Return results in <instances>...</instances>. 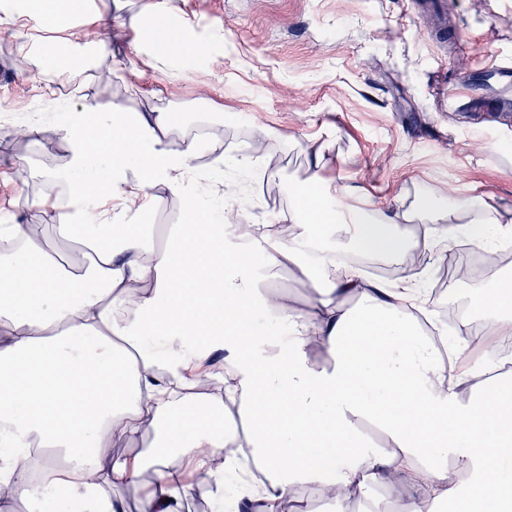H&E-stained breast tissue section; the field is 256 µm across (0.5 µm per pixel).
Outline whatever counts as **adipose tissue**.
Returning a JSON list of instances; mask_svg holds the SVG:
<instances>
[{
  "label": "adipose tissue",
  "mask_w": 512,
  "mask_h": 512,
  "mask_svg": "<svg viewBox=\"0 0 512 512\" xmlns=\"http://www.w3.org/2000/svg\"><path fill=\"white\" fill-rule=\"evenodd\" d=\"M86 9V0H19L5 20L35 16L67 31ZM173 127L166 112L130 118L109 101L75 106L63 125L68 163L46 173L68 188L53 237L36 244L21 225L0 227L19 242L0 251V424L10 429L0 436V482L36 512H115L113 488L150 467L152 512H179L189 489L186 465L203 469L225 449L247 448L267 472L263 512H280L300 483L334 478L349 490L396 472L427 495L398 501L394 512H431L433 498L459 502L463 512H512V377H486L495 348L454 374L458 350L440 358L420 337L415 313L423 291L406 271L402 294L350 268L313 281L304 310L284 294L259 296L240 236L224 232V206L195 186L201 143L173 141ZM310 171L292 191L294 238L262 251L268 264L297 263L309 244L332 267L327 247L334 244L396 266L406 252L449 246L460 235L482 247L494 230H512V207L490 195L454 200L435 190L390 212L343 201L318 165ZM160 184L181 193L182 210L157 246L153 225L127 214ZM90 201L101 211H87ZM424 219L430 227L419 235L390 230ZM435 224L447 226L445 239L432 233ZM64 240L93 249L83 270L66 269ZM474 291L495 315L492 330L511 336L512 276ZM353 297L357 306L346 307ZM262 311L286 324V344L264 339L256 324ZM311 342L332 354L330 366L309 363ZM215 349L231 358L233 382L222 403L189 393L185 376L203 351ZM232 407L248 422L244 432L224 427ZM363 421L383 433L386 450L369 446L358 429ZM147 430L157 438L151 453L112 459V446ZM33 446L58 449L66 465L49 463L41 480L29 479ZM452 448L466 455L465 496L448 474Z\"/></svg>",
  "instance_id": "adipose-tissue-1"
}]
</instances>
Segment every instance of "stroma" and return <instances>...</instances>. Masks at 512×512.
Returning <instances> with one entry per match:
<instances>
[{
    "mask_svg": "<svg viewBox=\"0 0 512 512\" xmlns=\"http://www.w3.org/2000/svg\"><path fill=\"white\" fill-rule=\"evenodd\" d=\"M152 0H90L72 24L95 39L99 20L113 27L112 48L78 72L35 81V45L49 34L40 20L0 24V225L45 224L31 203L63 202L67 187L45 178L66 165L68 107L109 100L129 112H174L172 137L202 138L196 165L242 224H273L287 213L289 189L309 174L310 149L323 150L320 173L347 201L370 196L393 206L429 191L495 195L512 205V118L445 109L457 60L498 53L512 60V0H447L438 20L422 0H175L180 35L195 53L159 58L140 30ZM44 123L46 134L19 142L15 122ZM266 144L260 167L239 160ZM28 158L25 171L16 161ZM144 220L178 223L182 199L160 185L143 200ZM428 257L413 272L423 282L430 320L447 325L463 308L484 320L470 279L441 274ZM320 271L308 259L260 271V293L306 305ZM410 486L367 483L360 501L322 502L316 484L295 486L292 504L310 512H389Z\"/></svg>",
    "mask_w": 512,
    "mask_h": 512,
    "instance_id": "obj_1",
    "label": "stroma"
}]
</instances>
